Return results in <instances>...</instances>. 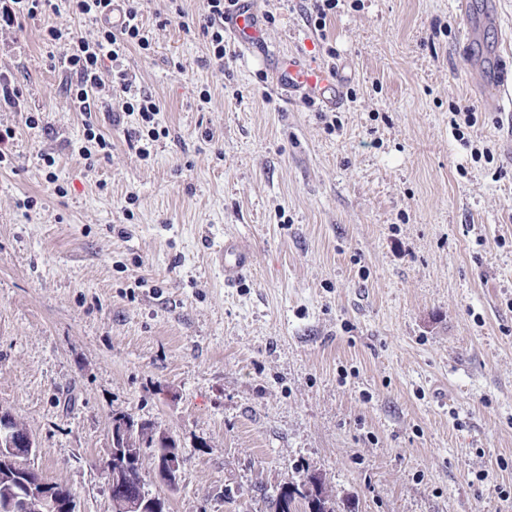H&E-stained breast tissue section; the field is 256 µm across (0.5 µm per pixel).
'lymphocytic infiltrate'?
I'll use <instances>...</instances> for the list:
<instances>
[{"label": "lymphocytic infiltrate", "instance_id": "obj_1", "mask_svg": "<svg viewBox=\"0 0 512 512\" xmlns=\"http://www.w3.org/2000/svg\"><path fill=\"white\" fill-rule=\"evenodd\" d=\"M239 0H205L199 26L208 39L209 50L216 64H223L227 53L224 45V19L238 7ZM68 7L73 15L96 26L94 38L85 39L72 32L54 27H44L41 38L44 43L61 48V64L69 75L68 91L83 125V142L78 148L87 168H94L101 157L107 156L111 143L101 131L92 106L104 84L101 69L104 62L115 63L112 74V94L119 97L122 106L113 113V122L125 117H136L137 126L132 134L136 153L140 159H148L156 142L167 129L159 120L162 105L159 100L141 94L136 89V78L122 66L130 49L150 54L153 41L141 19L137 0H126V21L118 28L104 20L112 9V0H0V30L21 27L23 21L34 20L57 11L59 6Z\"/></svg>", "mask_w": 512, "mask_h": 512}]
</instances>
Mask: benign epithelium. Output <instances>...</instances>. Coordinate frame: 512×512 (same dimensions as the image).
Here are the masks:
<instances>
[{
  "label": "benign epithelium",
  "instance_id": "obj_1",
  "mask_svg": "<svg viewBox=\"0 0 512 512\" xmlns=\"http://www.w3.org/2000/svg\"><path fill=\"white\" fill-rule=\"evenodd\" d=\"M132 422L117 415L112 422V446L105 472L112 495L113 512H147L152 501L143 487L132 488L122 471L138 459L143 449L132 447L129 430ZM156 440L169 445L163 459L153 472V479L168 486L179 483L183 458L180 451L170 447L172 436L160 432ZM36 452L35 443L11 413L0 411V481L7 492L0 498V512H76V502L57 493V489L40 480H33L24 466V459Z\"/></svg>",
  "mask_w": 512,
  "mask_h": 512
}]
</instances>
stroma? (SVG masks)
<instances>
[{"instance_id": "obj_1", "label": "stroma", "mask_w": 512, "mask_h": 512, "mask_svg": "<svg viewBox=\"0 0 512 512\" xmlns=\"http://www.w3.org/2000/svg\"><path fill=\"white\" fill-rule=\"evenodd\" d=\"M472 2L338 0L318 32L309 0H255L270 52L341 75L326 108L234 40L214 66L184 27L203 0L181 20L141 0L154 51L123 65L169 134L140 160L105 98L92 170L40 30L94 25L63 8L0 32L22 90L0 109V410L78 512H112L116 413L176 439L178 489L146 485L169 512H274L314 474L337 512H512V158L469 73L480 56L512 73V0L470 41ZM459 107L477 118L461 137ZM228 236L253 255L232 288L209 262Z\"/></svg>"}]
</instances>
